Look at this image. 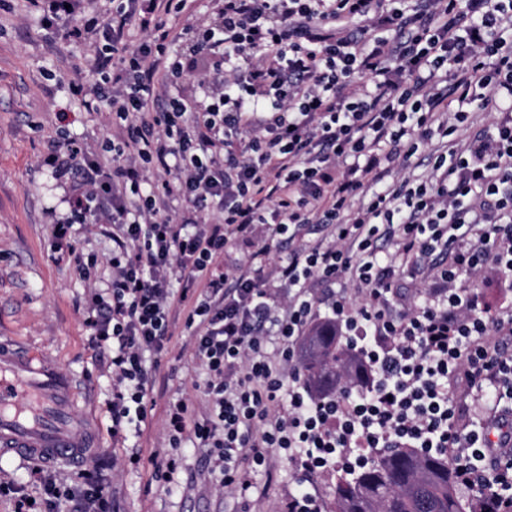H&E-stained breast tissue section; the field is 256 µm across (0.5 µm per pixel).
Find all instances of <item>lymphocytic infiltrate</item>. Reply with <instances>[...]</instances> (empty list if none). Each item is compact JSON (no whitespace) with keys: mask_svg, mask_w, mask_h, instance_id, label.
I'll list each match as a JSON object with an SVG mask.
<instances>
[{"mask_svg":"<svg viewBox=\"0 0 512 512\" xmlns=\"http://www.w3.org/2000/svg\"><path fill=\"white\" fill-rule=\"evenodd\" d=\"M34 0L43 26L92 44L71 91L108 111L128 136L110 143L111 167L81 142L54 141L40 164L66 194L51 219L52 253L91 271L75 227L112 241L105 292L84 325L112 365V429L140 430L152 386L148 355L166 349L173 306L186 310L193 355L206 371L207 411L169 403L166 428L208 448L220 483L246 495L242 459L267 465L285 452L300 480L288 512H321L310 480L355 469L385 448L447 453L459 486L482 512H512V306L491 309L465 280L488 263L512 276V0H214L178 48L176 19L196 0ZM141 34L127 38L129 28ZM182 74L199 100L171 94L159 74ZM493 114L461 146L469 112ZM447 140L427 174L385 184L433 138ZM221 213L206 223L202 203ZM267 238L224 268L231 242ZM329 227L333 244L300 240ZM294 240L271 265V240ZM393 241L396 262L377 243ZM434 271L432 295L391 309L396 263ZM352 277L363 294L327 304L371 374L360 389L312 388L295 360L316 319L311 282ZM456 379L483 393L490 422L466 428L448 391ZM68 510L29 503L16 512H110L102 474Z\"/></svg>","mask_w":512,"mask_h":512,"instance_id":"1","label":"lymphocytic infiltrate"}]
</instances>
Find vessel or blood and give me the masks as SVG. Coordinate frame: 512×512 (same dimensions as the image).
Returning a JSON list of instances; mask_svg holds the SVG:
<instances>
[{
	"label": "vessel or blood",
	"mask_w": 512,
	"mask_h": 512,
	"mask_svg": "<svg viewBox=\"0 0 512 512\" xmlns=\"http://www.w3.org/2000/svg\"><path fill=\"white\" fill-rule=\"evenodd\" d=\"M73 383L51 362L0 341V456L79 463L97 442L73 416Z\"/></svg>",
	"instance_id": "b4317fda"
}]
</instances>
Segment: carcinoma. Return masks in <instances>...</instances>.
<instances>
[{
    "instance_id": "cac0c4a2",
    "label": "carcinoma",
    "mask_w": 512,
    "mask_h": 512,
    "mask_svg": "<svg viewBox=\"0 0 512 512\" xmlns=\"http://www.w3.org/2000/svg\"><path fill=\"white\" fill-rule=\"evenodd\" d=\"M301 347L313 388L331 392L344 378L368 382L336 325L314 326ZM475 506L458 487L448 454L403 447L385 448L371 464L337 476L329 512H477Z\"/></svg>"
}]
</instances>
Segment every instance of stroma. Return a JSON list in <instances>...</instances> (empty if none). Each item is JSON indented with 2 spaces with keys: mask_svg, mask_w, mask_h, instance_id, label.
Listing matches in <instances>:
<instances>
[{
  "mask_svg": "<svg viewBox=\"0 0 512 512\" xmlns=\"http://www.w3.org/2000/svg\"><path fill=\"white\" fill-rule=\"evenodd\" d=\"M85 51L63 31L45 29L31 0H0V340L54 362L72 380L74 417L90 420L100 442L91 454L107 464L111 512H288L298 473L284 455L272 454L267 469L248 472L251 488L243 499L217 485L207 449L188 441L170 447L168 402L186 399L198 416L206 406L200 389L206 372L192 358L182 317L171 321L168 350L147 358L155 383L141 434L112 435V370L99 360L83 324L92 285L73 262L53 257L50 218L64 211V191L40 166L58 134L97 149L119 133L111 117L86 111L69 90L83 77ZM63 111L68 119L62 123L57 115ZM134 447L141 451L136 465L128 461ZM172 456L180 460L177 471L156 473L157 462ZM33 466L23 457L0 456V479L36 498L50 485L81 488L72 465L43 466L36 477Z\"/></svg>",
  "mask_w": 512,
  "mask_h": 512,
  "instance_id": "stroma-1",
  "label": "stroma"
}]
</instances>
